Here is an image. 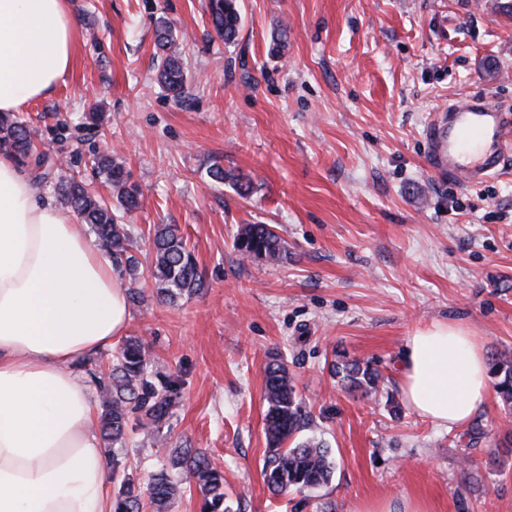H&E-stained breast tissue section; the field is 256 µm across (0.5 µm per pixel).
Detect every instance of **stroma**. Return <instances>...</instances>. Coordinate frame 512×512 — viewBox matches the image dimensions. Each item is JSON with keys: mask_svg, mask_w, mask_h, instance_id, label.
Segmentation results:
<instances>
[{"mask_svg": "<svg viewBox=\"0 0 512 512\" xmlns=\"http://www.w3.org/2000/svg\"><path fill=\"white\" fill-rule=\"evenodd\" d=\"M206 0H71L78 47L55 91L23 109L53 165L38 198L63 204L62 178L93 179V156L122 161L142 206L125 215L143 302L127 336L158 376H179L166 440L134 425L121 471L146 482L182 448L224 471L230 512H356L360 501L427 500L431 512H512V406L489 393L473 446L414 414L400 388L407 336L467 322L490 359L512 361V160L458 185L430 166L428 127L448 105L490 96L512 107V0H239L234 44ZM169 21L187 79H156L154 32ZM286 32L279 53L274 34ZM102 126L84 124L87 112ZM250 180L242 196L213 163ZM178 225L204 286L160 302L155 225ZM243 224L288 245L271 264L235 246ZM284 361L325 443L328 484L274 496L263 400ZM377 368L375 393L347 391L335 362Z\"/></svg>", "mask_w": 512, "mask_h": 512, "instance_id": "35a3bbf8", "label": "stroma"}]
</instances>
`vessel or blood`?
Segmentation results:
<instances>
[{
	"mask_svg": "<svg viewBox=\"0 0 512 512\" xmlns=\"http://www.w3.org/2000/svg\"><path fill=\"white\" fill-rule=\"evenodd\" d=\"M432 166L457 183L499 174L512 151V114L481 98L450 105L427 132Z\"/></svg>",
	"mask_w": 512,
	"mask_h": 512,
	"instance_id": "b4317fda",
	"label": "vessel or blood"
}]
</instances>
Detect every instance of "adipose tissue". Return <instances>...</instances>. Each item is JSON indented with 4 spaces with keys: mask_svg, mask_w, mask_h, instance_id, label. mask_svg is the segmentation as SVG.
<instances>
[{
    "mask_svg": "<svg viewBox=\"0 0 512 512\" xmlns=\"http://www.w3.org/2000/svg\"><path fill=\"white\" fill-rule=\"evenodd\" d=\"M70 0H0V112L47 97L75 61ZM112 261L68 208L39 202L0 151V512H112L90 384L78 371L124 335ZM489 361L463 321L408 336L401 391L445 427L488 398Z\"/></svg>",
    "mask_w": 512,
    "mask_h": 512,
    "instance_id": "1",
    "label": "adipose tissue"
}]
</instances>
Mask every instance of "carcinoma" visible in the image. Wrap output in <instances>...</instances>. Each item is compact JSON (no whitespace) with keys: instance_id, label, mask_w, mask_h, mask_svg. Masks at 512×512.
Wrapping results in <instances>:
<instances>
[{"instance_id":"cac0c4a2","label":"carcinoma","mask_w":512,"mask_h":512,"mask_svg":"<svg viewBox=\"0 0 512 512\" xmlns=\"http://www.w3.org/2000/svg\"><path fill=\"white\" fill-rule=\"evenodd\" d=\"M211 26L226 43L238 38L241 13L237 0H208ZM174 37L168 22L156 26L155 47L161 52L159 78L166 88L181 96L186 82L182 60L173 50ZM8 148L21 166H29L34 140L24 117L17 112L0 113V147ZM96 173L117 190L119 207L126 213L140 208V193L129 183L122 164L108 155L95 158ZM65 201L82 221L90 225L99 245L117 266L129 275L130 284L137 282L138 258L132 254L133 238L127 224H120L112 213V203L98 194L91 185L71 179L63 185ZM236 247L247 258L278 262L287 257L283 238L269 224H245L236 234ZM153 276L158 281L157 294L174 304L183 296H191L202 288V277L193 251L178 234L174 224L154 226ZM152 358L147 346L137 339H128L112 355V368L105 373L93 359L81 364L95 384L102 402L101 432L108 445L122 443L131 417L136 415L149 423L153 440L167 437L172 409L179 398V383L170 380L158 387L150 378ZM333 373L350 392L369 394L377 388L380 373L368 363L347 361L333 365ZM490 374L495 378L494 390L504 402L512 405V363H494ZM266 402L265 435L269 457L263 468L264 481L277 495L288 491L314 489L331 477L328 450L314 439L288 445L305 424L307 413L298 400L293 376L288 365L276 361L264 370ZM171 468L179 471V479L162 468L150 475L147 491L131 478L125 477L112 499L113 512H142L143 494L154 512H166L170 501L180 492L197 487L202 496L201 512H225L224 472L212 464L206 452L186 448L175 455Z\"/></svg>"}]
</instances>
